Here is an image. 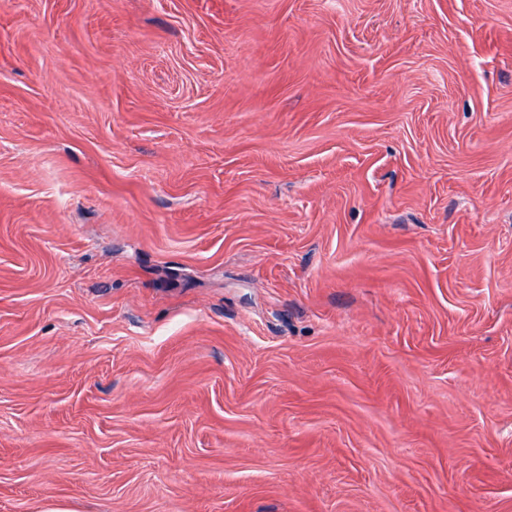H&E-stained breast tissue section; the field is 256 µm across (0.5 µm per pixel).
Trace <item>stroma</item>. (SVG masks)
I'll use <instances>...</instances> for the list:
<instances>
[{"instance_id":"stroma-1","label":"stroma","mask_w":512,"mask_h":512,"mask_svg":"<svg viewBox=\"0 0 512 512\" xmlns=\"http://www.w3.org/2000/svg\"><path fill=\"white\" fill-rule=\"evenodd\" d=\"M0 512H512V0H0Z\"/></svg>"}]
</instances>
